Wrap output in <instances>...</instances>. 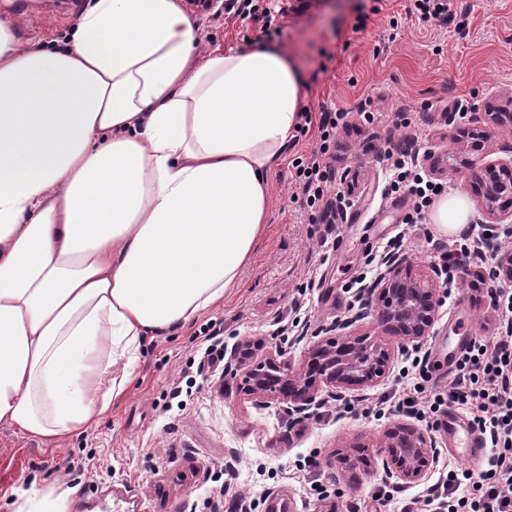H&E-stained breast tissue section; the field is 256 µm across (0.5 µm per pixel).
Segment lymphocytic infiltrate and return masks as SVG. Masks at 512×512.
Returning a JSON list of instances; mask_svg holds the SVG:
<instances>
[{
  "label": "lymphocytic infiltrate",
  "instance_id": "1",
  "mask_svg": "<svg viewBox=\"0 0 512 512\" xmlns=\"http://www.w3.org/2000/svg\"><path fill=\"white\" fill-rule=\"evenodd\" d=\"M341 117V112L328 108L321 109L316 117L307 109L299 115L298 133H315L318 140L310 156L292 161L294 182L313 224H336V205L329 190L335 177L336 128ZM392 166L391 193L411 202L403 224L411 228L424 223L441 194L437 183L413 169L407 153H400ZM497 238L493 227L467 224L459 232L456 249L437 244L440 271L449 291L458 290L461 269L492 247ZM491 299L500 318L501 333L492 343L470 341L456 360L448 386L435 384L423 359H412L410 366L401 370L409 377L410 387L395 406L399 415L434 421L448 408L466 407L471 425L489 446L480 470L451 468L427 488L424 504L439 503L448 512H512V289L493 288Z\"/></svg>",
  "mask_w": 512,
  "mask_h": 512
}]
</instances>
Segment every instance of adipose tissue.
Listing matches in <instances>:
<instances>
[{"instance_id": "1", "label": "adipose tissue", "mask_w": 512, "mask_h": 512, "mask_svg": "<svg viewBox=\"0 0 512 512\" xmlns=\"http://www.w3.org/2000/svg\"><path fill=\"white\" fill-rule=\"evenodd\" d=\"M302 88L277 47L201 51L181 0H89L51 48L0 12V423L87 429L236 285Z\"/></svg>"}]
</instances>
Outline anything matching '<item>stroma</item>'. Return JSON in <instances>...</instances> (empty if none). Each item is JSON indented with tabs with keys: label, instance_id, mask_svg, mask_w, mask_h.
I'll return each mask as SVG.
<instances>
[{
	"label": "stroma",
	"instance_id": "obj_1",
	"mask_svg": "<svg viewBox=\"0 0 512 512\" xmlns=\"http://www.w3.org/2000/svg\"><path fill=\"white\" fill-rule=\"evenodd\" d=\"M88 0H0V9L21 18L23 33L44 46L62 40ZM406 0H311L307 8L276 15L279 34L266 36L251 22L195 14L206 47L225 50L278 46L299 66L304 105L312 113L328 106L347 111L336 141L341 159L337 182L356 184L357 199L343 214L338 233L321 247V225L293 198L291 161L309 155L313 135L288 148L270 175L267 227L237 287L224 302L191 325L146 337L126 394L92 427L54 443L23 436L0 425V512H17L21 498L38 491L65 494L63 512H266L269 493L292 512H371L376 492L389 488L378 443L398 416L381 412L378 398L402 393L404 353L392 344L387 379L326 397L301 421L288 419L281 404L257 407L243 390L244 375L221 362L202 366L201 331L224 323L223 352L240 342L255 344L254 361L282 349L302 366L310 336L346 323L351 336L378 340L373 317H360L349 283L366 271L370 256L400 230L406 202L382 199L390 172L380 154L398 137L399 113L417 118L421 154L447 158L453 136L486 128V114L512 94V0H457L454 22L430 26L407 15ZM365 30L355 31L361 15ZM474 103L459 116L456 99ZM374 112L358 118L359 106ZM427 223L407 237L404 269L419 277L434 258ZM499 257L489 250L464 269L465 286L443 298L438 317L421 344L430 353L431 376L447 384L452 357L468 341L495 340L499 319L487 287L472 283ZM319 288L300 293L310 277ZM320 475L325 494L306 477Z\"/></svg>",
	"mask_w": 512,
	"mask_h": 512
}]
</instances>
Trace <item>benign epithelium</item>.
Masks as SVG:
<instances>
[{"label":"benign epithelium","instance_id":"obj_1","mask_svg":"<svg viewBox=\"0 0 512 512\" xmlns=\"http://www.w3.org/2000/svg\"><path fill=\"white\" fill-rule=\"evenodd\" d=\"M506 153L509 158L490 163L455 154L446 169L476 172L479 203L487 224L512 218V150ZM446 170L434 163L429 166L432 175ZM400 267L401 259L390 258L373 284L378 289L376 321L385 335L399 343L418 344L429 335L437 316V272L425 279H408ZM343 328V324H334L326 329V336L314 342L305 370L294 368L279 353L251 366L250 343L237 344L232 360L245 373L255 405L265 407L276 401L284 405L288 416L303 419L324 401V391L337 394L352 386L371 387L384 381L391 368L388 347L366 337L331 336ZM381 453L385 478L402 489L422 481L438 458L437 442L431 434L400 424L386 431Z\"/></svg>","mask_w":512,"mask_h":512}]
</instances>
